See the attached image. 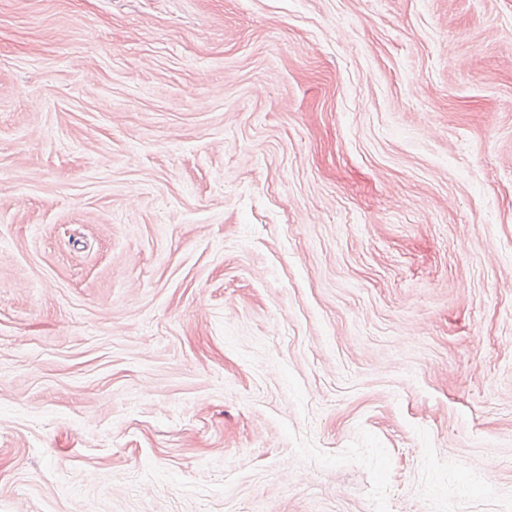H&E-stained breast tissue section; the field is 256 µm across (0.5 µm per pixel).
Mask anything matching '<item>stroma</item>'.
I'll list each match as a JSON object with an SVG mask.
<instances>
[{
	"instance_id": "35a3bbf8",
	"label": "stroma",
	"mask_w": 512,
	"mask_h": 512,
	"mask_svg": "<svg viewBox=\"0 0 512 512\" xmlns=\"http://www.w3.org/2000/svg\"><path fill=\"white\" fill-rule=\"evenodd\" d=\"M0 512H512V0H0Z\"/></svg>"
}]
</instances>
